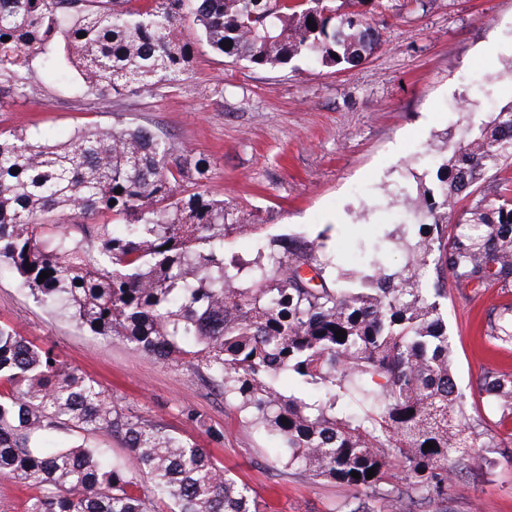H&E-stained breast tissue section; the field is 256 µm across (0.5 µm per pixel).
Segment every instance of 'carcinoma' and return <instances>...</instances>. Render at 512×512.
I'll return each instance as SVG.
<instances>
[{
  "label": "carcinoma",
  "instance_id": "obj_1",
  "mask_svg": "<svg viewBox=\"0 0 512 512\" xmlns=\"http://www.w3.org/2000/svg\"><path fill=\"white\" fill-rule=\"evenodd\" d=\"M354 3L341 13L336 0H0V108L41 95L47 75L102 104L151 94L182 80L200 46L261 70L299 59L355 67L380 45L372 14L382 2ZM511 159L512 105L444 150L434 182L401 191L418 225L401 267L373 254L343 269L316 239L235 251L260 225L229 221L227 203L202 190L209 160L161 133L87 126L60 142L0 131V267L90 333L189 368L271 443L278 475L336 484L342 512H370L366 499L380 492L391 512H417L447 500L448 483L489 466L485 449L498 447L466 412L441 300L449 279L512 287L508 179L482 189ZM435 254L430 288L417 271ZM485 336L512 346V302ZM284 376L294 391L281 389ZM477 393L512 419V373H484ZM180 415L223 437L196 409ZM103 437L127 454L112 455ZM0 476L32 490L26 512H262L206 449L5 325Z\"/></svg>",
  "mask_w": 512,
  "mask_h": 512
}]
</instances>
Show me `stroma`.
<instances>
[{"label":"stroma","mask_w":512,"mask_h":512,"mask_svg":"<svg viewBox=\"0 0 512 512\" xmlns=\"http://www.w3.org/2000/svg\"><path fill=\"white\" fill-rule=\"evenodd\" d=\"M375 17L381 45L365 63L343 71L293 62L256 70L202 48L178 84L147 96L97 100L51 88L37 100L0 109V130L28 124L56 140L78 128L123 122L166 134L206 156V190L225 198L261 236L237 237L253 253L257 240L324 233L337 264L362 263L377 242L388 243V266L403 264L394 244L417 231L385 193L435 177L434 150L465 139L474 124L512 103V0H383ZM445 302L453 368L471 415L497 423L501 447L479 476L455 477L443 503L420 512H512V423L499 425L494 405L475 398L479 377L512 372V349L491 346L484 331L506 297L497 288L448 282ZM0 324L98 379L113 399L207 448L248 483L263 512H331L334 484L307 476H276L261 456L266 442L191 370L147 357L56 316L0 270ZM197 409L224 439L212 441L180 416Z\"/></svg>","instance_id":"stroma-1"}]
</instances>
